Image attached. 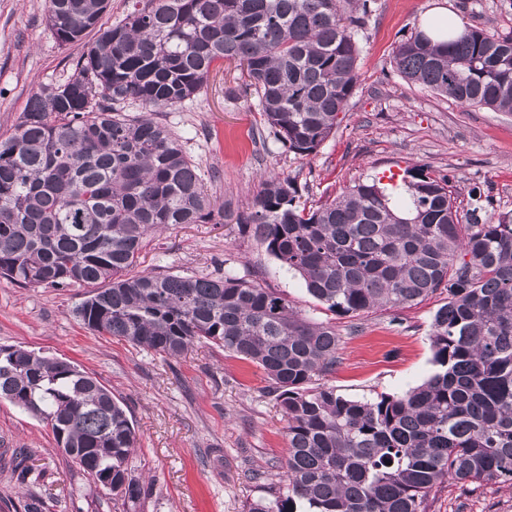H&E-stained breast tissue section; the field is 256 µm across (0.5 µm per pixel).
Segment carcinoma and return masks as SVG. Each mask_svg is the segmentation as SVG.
Returning <instances> with one entry per match:
<instances>
[{
	"label": "carcinoma",
	"mask_w": 512,
	"mask_h": 512,
	"mask_svg": "<svg viewBox=\"0 0 512 512\" xmlns=\"http://www.w3.org/2000/svg\"><path fill=\"white\" fill-rule=\"evenodd\" d=\"M49 0L62 46L95 40L64 80L35 93L0 139V277L25 288L83 287L77 318L162 358L209 344L257 365L286 422L287 493L246 512H428L446 482L512 486V213L459 223L451 179L419 165L369 175L339 196L300 201L271 175L243 210L205 190L179 138L151 118L202 92L217 64L240 70L224 95H251L274 137L303 158L339 124L358 83L371 0ZM394 50L400 76L465 107L512 112V32L466 26ZM136 109L139 116L128 111ZM237 224L337 315L398 310L435 294V373L401 395L343 398L323 382L336 328L230 272H136L150 235L178 224ZM0 399L50 426L57 447L112 495L142 498L128 468L136 436L112 392L74 363L0 348ZM43 473L20 464L17 481ZM23 512H49L29 492Z\"/></svg>",
	"instance_id": "obj_1"
}]
</instances>
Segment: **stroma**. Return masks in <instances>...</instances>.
Wrapping results in <instances>:
<instances>
[{
  "label": "stroma",
  "mask_w": 512,
  "mask_h": 512,
  "mask_svg": "<svg viewBox=\"0 0 512 512\" xmlns=\"http://www.w3.org/2000/svg\"><path fill=\"white\" fill-rule=\"evenodd\" d=\"M438 5L467 25L512 29V0H372L359 32L356 92L335 134L310 156L289 153L254 100L225 97L219 77L154 119L180 138L202 172L217 173L212 191L236 208L268 174L294 177L303 198L317 200L369 174L424 165L432 175L456 177L460 223L469 221L475 187L495 212L512 211V113L459 106L406 82L393 62L397 44ZM81 51L55 41L46 0H0V135L13 132L42 86L70 74ZM140 267L182 276L226 270L280 294L303 317L332 323L339 362L326 382L344 398L399 395L436 370L429 333L444 296L398 311L333 314L233 224H182L154 235ZM83 296L80 288H21L0 278V347L68 360L111 390L134 425L138 446L128 467L145 494L134 504L112 499L67 462L45 423L0 401V512L21 499L11 478L18 448L44 472L39 491L50 512H245L248 501L267 495V483L250 473L260 468L281 480L288 447L263 372L216 347L164 359L97 335L74 314ZM429 512H512V487L447 484Z\"/></svg>",
  "instance_id": "obj_1"
}]
</instances>
